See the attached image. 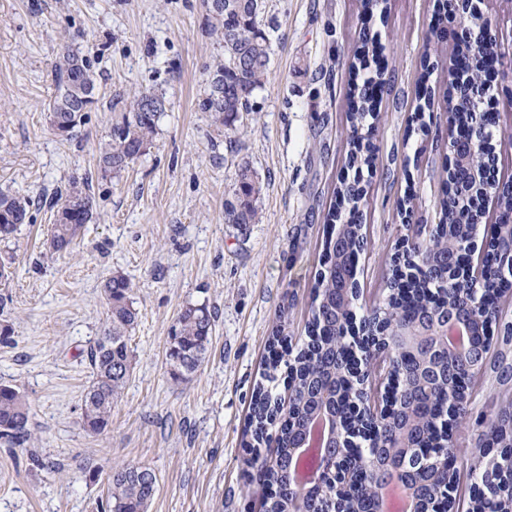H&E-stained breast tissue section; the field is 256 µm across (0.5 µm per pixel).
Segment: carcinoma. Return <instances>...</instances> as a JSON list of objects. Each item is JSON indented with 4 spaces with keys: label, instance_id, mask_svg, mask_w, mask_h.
Segmentation results:
<instances>
[{
    "label": "carcinoma",
    "instance_id": "carcinoma-1",
    "mask_svg": "<svg viewBox=\"0 0 512 512\" xmlns=\"http://www.w3.org/2000/svg\"><path fill=\"white\" fill-rule=\"evenodd\" d=\"M224 7L207 8L209 31L224 42V62L218 64L210 80L205 96L199 101V109L212 115L214 123L230 126L241 112L249 111L250 98L263 88L269 74L271 43L259 28L258 18L263 9V0H223ZM57 82V95L49 104L50 116L62 118L70 124L68 136L82 122L84 114L76 111L82 94L96 91L97 76L89 59L63 46L53 63ZM163 110L160 97L150 91H139L131 100L123 103L122 121L112 128V140L101 151V171L119 172L143 154L152 144L158 121ZM368 110L365 101L356 98L348 121L352 139L347 155L353 179L344 180L337 188V209L329 213L330 224L338 226L340 236L347 238L348 247L341 264L331 268L326 275H318L313 285L311 319L306 328V339L301 346L285 344L281 330L273 329L269 340V356L265 363L262 382L255 387L250 404V414L245 433L249 439L244 447L250 449L246 460L250 481L275 491L276 500L261 504L264 512H305L311 503L319 501L322 509L330 503L319 498L314 488L299 492L288 490L290 470L295 461L283 454L279 462L273 463L260 454L261 448H294L301 440L305 418L320 409L318 396L329 393V410H335L336 391L343 385L340 361H349V347L342 346L344 318L347 313H337L334 297L336 286L354 275L356 268L358 235L363 226L364 207L361 175L363 167L373 162V157L361 152L356 144L363 128ZM504 158H497V188L501 191L503 215L512 213V175L503 171ZM262 191L256 172L245 165L236 174L234 200L227 203L224 223L257 224L261 220L258 200ZM31 201L20 194L0 191V235L9 237L26 222ZM72 208L74 215L63 221L56 219L51 235V249L68 251L80 235L85 224L93 218L94 199L86 181L73 180L67 192L58 198V209ZM441 217L439 223L427 237L414 235L406 249V274L394 282L398 289L390 319L396 327L415 325L427 321H447L453 312L475 307L477 288L468 284L448 285V257L457 249L448 245V236L458 239L471 237L476 224H463L465 215L462 205L445 193L438 200ZM490 268L496 275L490 287L502 293L512 291V279H503L498 265L497 251L490 248L487 253ZM132 282L123 275H116L104 284L108 327L90 348L88 359L93 370V380L85 394L82 413L83 427L97 434L109 424L112 406L118 401L130 376L132 356L128 346V333L134 329L137 312L130 294ZM213 318L205 307L185 308L173 326L166 364L171 378L182 380L197 370L206 357L213 333ZM391 364L395 370L411 376L426 373L424 359L420 355H398L401 337L390 339ZM438 372L430 380L431 392L425 393L419 386H409L403 397L404 417L412 420L413 427L407 440L411 444L426 443L433 411L443 413L448 405V384L461 383L470 387L481 366L458 355L448 357L442 353L437 357ZM285 371L294 382L288 407L293 413L274 423L278 395L273 393V382L280 371ZM401 425L391 426L383 436L385 449L379 455V463L385 464L389 453L399 454L396 448ZM490 437L499 443L512 440V413L502 412L497 420L490 422ZM30 438L29 408L24 397L9 385H0V439L11 446H23ZM396 479L415 495H427L431 490L448 481L446 472L425 469H410L397 474ZM157 491L156 477L147 468L128 465L115 469L108 488L107 512H147ZM377 494L369 489L358 490L350 504L352 512H366L376 501Z\"/></svg>",
    "mask_w": 512,
    "mask_h": 512
}]
</instances>
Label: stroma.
<instances>
[{
  "label": "stroma",
  "instance_id": "1",
  "mask_svg": "<svg viewBox=\"0 0 512 512\" xmlns=\"http://www.w3.org/2000/svg\"><path fill=\"white\" fill-rule=\"evenodd\" d=\"M438 0H388L363 15L360 0H264L269 78L233 126L199 111L224 44L207 26L206 0H0V188L32 201L29 221L0 240L11 266L0 285L13 328L0 343V384L29 407L31 438L0 441V512H101L113 469L143 466L157 478L148 512H251L261 489L247 477L241 446L272 328L305 336L334 190L348 177L346 114L358 82V35L376 33L385 88L366 128L375 162L364 171L367 247L359 258L357 314L387 294L391 256L416 217L437 220L443 190L448 61L425 51ZM89 58L99 102L77 135L50 127L53 61L61 45ZM434 91L439 122L423 126L416 92ZM138 90L162 97L149 149L102 175L100 149L121 121L113 102ZM256 171L261 221L225 223L240 166ZM87 179L93 218L71 252L47 240L57 196ZM131 280L138 322L133 369L99 434L82 425L92 380L86 358L106 326L103 285ZM189 306L215 318L207 357L187 378L165 363L172 325ZM475 442L481 423L512 400V342H496L473 388Z\"/></svg>",
  "mask_w": 512,
  "mask_h": 512
}]
</instances>
